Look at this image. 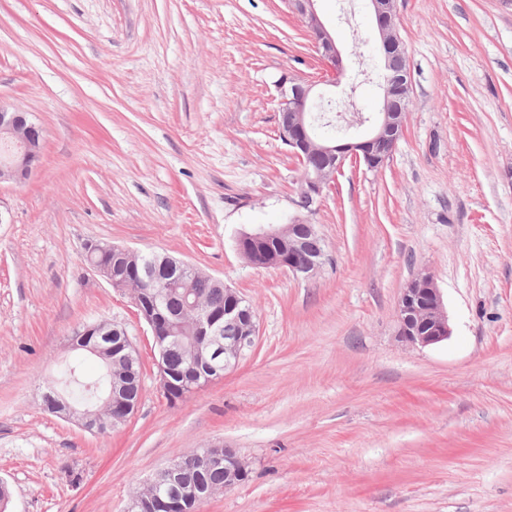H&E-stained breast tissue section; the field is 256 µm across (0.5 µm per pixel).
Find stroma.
I'll use <instances>...</instances> for the list:
<instances>
[{
	"instance_id": "35a3bbf8",
	"label": "stroma",
	"mask_w": 512,
	"mask_h": 512,
	"mask_svg": "<svg viewBox=\"0 0 512 512\" xmlns=\"http://www.w3.org/2000/svg\"><path fill=\"white\" fill-rule=\"evenodd\" d=\"M411 80L378 170L346 163L306 218L327 259L305 278L236 247L298 214L302 167L277 85L298 76L341 119L378 112L368 0H315L358 80L326 82L287 0H0V100L41 127L27 181L0 186V512H127L182 453L247 467L200 512H512V0H396ZM103 242L165 252L256 311L238 363L168 404L128 291L89 267ZM430 271L452 334L399 337ZM124 327L135 412L94 435L42 407L83 326ZM282 234V228L277 227H259L253 229L251 232L241 234L237 239L238 251H243L245 248L250 247L255 241H268L278 239Z\"/></svg>"
}]
</instances>
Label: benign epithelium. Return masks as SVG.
I'll list each match as a JSON object with an SVG mask.
<instances>
[{
    "label": "benign epithelium",
    "mask_w": 512,
    "mask_h": 512,
    "mask_svg": "<svg viewBox=\"0 0 512 512\" xmlns=\"http://www.w3.org/2000/svg\"><path fill=\"white\" fill-rule=\"evenodd\" d=\"M370 2L380 39L385 86L380 112L373 117L364 140L340 144L317 141L311 121L316 84L295 77L278 84L280 135L293 154L300 158L308 155L314 159V165L302 173L299 200L296 201L300 208L309 207L322 196L329 181L335 178L346 161L362 163L370 169L382 167L395 147L398 130L404 126L402 107L392 99L397 92L407 96L410 88L407 83L408 59L398 33L395 0ZM289 4L306 25L316 52L329 67L327 82L338 83L342 71L341 52L317 15L314 0H289ZM42 142L39 126L19 110L0 102V183L25 180L41 158ZM301 229L309 236L316 232L315 225L300 220L288 225V261L282 262L277 257L272 266L309 277L317 272L321 263L306 253L303 241L298 239ZM281 234L282 229L277 227L255 228L239 236L237 249L241 252L256 241L275 240ZM108 252L133 255L135 251L115 244L104 246L99 242L85 246L88 264L94 272L109 286L121 289L123 284L112 277V269L99 264L98 257ZM213 282L224 287V310H198L195 321V333L203 340L201 355L211 362V381L222 377L224 371L238 362L242 352L252 345L256 332L255 317L246 301L223 281L215 278ZM138 313L150 329L154 346L163 351L165 338L157 330L158 304L152 301L140 305ZM397 316L400 335L413 345L431 346L451 335L442 293L428 271L419 272L407 283L398 304ZM112 332L122 337L112 346V352L129 356L135 347L127 332L118 325L112 327ZM202 460L209 467L224 468L226 488L240 484L246 477L245 463L232 448H208ZM174 481L180 483V490L175 499L166 501L165 488ZM145 492L162 501L166 512H195L200 502L215 495L218 488H204L194 482L182 481L180 468L173 461L156 473Z\"/></svg>",
    "instance_id": "7a95c632"
}]
</instances>
